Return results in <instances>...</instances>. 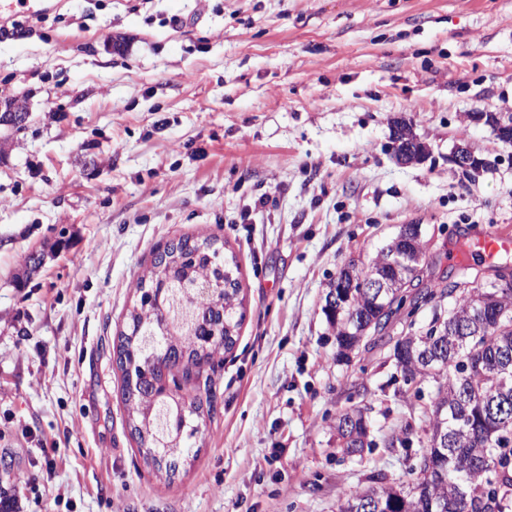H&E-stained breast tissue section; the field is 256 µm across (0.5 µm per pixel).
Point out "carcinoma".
Wrapping results in <instances>:
<instances>
[{"label":"carcinoma","instance_id":"cac0c4a2","mask_svg":"<svg viewBox=\"0 0 512 512\" xmlns=\"http://www.w3.org/2000/svg\"><path fill=\"white\" fill-rule=\"evenodd\" d=\"M422 260L407 262L399 271L372 261L363 267L342 269L328 288L345 295V309L325 311L336 331L341 353L359 348L350 313L383 329L405 303L451 295L457 285L466 288L457 306L472 331L460 336L437 324L433 317L423 332H409L396 342L393 353L401 374L431 377L437 383L432 427L425 450L414 469L413 486H391L379 477L364 490L349 494L338 512H353L362 502H374L369 512H509L512 509V424L495 431L490 415L512 420V297L492 300L475 279L460 272L459 279L439 292L408 298V288L421 277ZM236 260H228L215 240L200 243L189 238L168 243L158 251L152 269L137 285L138 299L120 332L117 364L123 373V396L131 409V435L151 461L176 468L178 460L194 453L197 426L203 412L197 390L174 386L165 402L148 397L144 386L166 389L175 382L173 371L202 373L211 352L233 350L244 314L239 299ZM388 278L391 288L376 300L359 281ZM441 346L443 359L425 364L422 357ZM349 412L336 419V437L343 454L352 456L373 441L362 421L344 428ZM452 437L448 447L436 440Z\"/></svg>","mask_w":512,"mask_h":512}]
</instances>
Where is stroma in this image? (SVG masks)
<instances>
[{"label": "stroma", "mask_w": 512, "mask_h": 512, "mask_svg": "<svg viewBox=\"0 0 512 512\" xmlns=\"http://www.w3.org/2000/svg\"><path fill=\"white\" fill-rule=\"evenodd\" d=\"M58 2L0 24V105L30 114L0 134V494L21 512H336L371 477L408 487L437 384L404 383L392 353L434 307L346 361L327 285L404 224L422 228L420 289L464 265L493 281L451 253L512 227L494 128L512 117V0ZM400 118L419 162L394 157ZM459 144L486 168L455 167ZM182 237L235 254L245 318L170 479L131 435L114 344ZM356 407L375 446L351 457L335 424Z\"/></svg>", "instance_id": "obj_1"}]
</instances>
